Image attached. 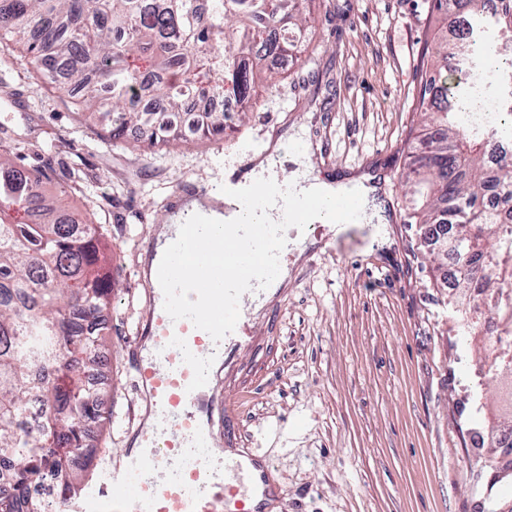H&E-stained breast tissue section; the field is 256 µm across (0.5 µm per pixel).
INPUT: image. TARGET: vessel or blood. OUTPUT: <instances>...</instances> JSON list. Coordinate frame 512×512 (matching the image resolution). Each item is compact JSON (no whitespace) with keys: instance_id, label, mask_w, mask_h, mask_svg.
I'll return each mask as SVG.
<instances>
[{"instance_id":"obj_1","label":"vessel or blood","mask_w":512,"mask_h":512,"mask_svg":"<svg viewBox=\"0 0 512 512\" xmlns=\"http://www.w3.org/2000/svg\"><path fill=\"white\" fill-rule=\"evenodd\" d=\"M147 316L153 358H138L134 387L156 415L152 434L112 464V494L92 498L87 512H265L269 474L254 448L217 456L206 423L212 413L215 366L232 360L246 327L237 323L221 341L187 319L171 320L159 283Z\"/></svg>"}]
</instances>
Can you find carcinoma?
Here are the masks:
<instances>
[{
	"label": "carcinoma",
	"mask_w": 512,
	"mask_h": 512,
	"mask_svg": "<svg viewBox=\"0 0 512 512\" xmlns=\"http://www.w3.org/2000/svg\"><path fill=\"white\" fill-rule=\"evenodd\" d=\"M313 0H0V47H22L85 122L114 140L134 131L151 146L184 138L206 95L229 93L246 112L257 60L286 56L306 37ZM469 17L457 41L426 45L433 65L467 75L499 70V109L512 121V0H456ZM420 98L427 151L404 174L412 217L457 229L462 245L449 287L483 288V306L512 336V162L489 165L490 138L512 126L472 131ZM224 137V113L193 123ZM0 145V512H60L91 465L86 443L98 419L95 347L112 292L104 225L74 211L70 190L38 191ZM512 384V350L487 355ZM53 480L57 497L34 503L30 488Z\"/></svg>",
	"instance_id": "1"
}]
</instances>
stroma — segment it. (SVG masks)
I'll use <instances>...</instances> for the list:
<instances>
[{"label":"stroma","instance_id":"stroma-1","mask_svg":"<svg viewBox=\"0 0 512 512\" xmlns=\"http://www.w3.org/2000/svg\"><path fill=\"white\" fill-rule=\"evenodd\" d=\"M316 16L306 52L275 85L257 84L239 130L163 149L132 135L112 143L0 52V144L24 145L20 165L42 188L92 177L70 202L106 225L112 247L99 403L111 422L93 429L89 482L133 447L144 413L128 349L145 325L161 224L196 187L217 190L225 158L250 169L251 151L296 134L309 153L278 162L280 178L307 159L323 181L374 176L383 218L288 230L286 274L250 307V340L218 373L216 440L260 449L288 512H512V478L475 479L467 460L471 428L502 409L499 378L479 370L496 334L462 330L447 260L404 221L401 176L420 157L416 108L434 75L422 57L438 33L433 0H321Z\"/></svg>","mask_w":512,"mask_h":512}]
</instances>
